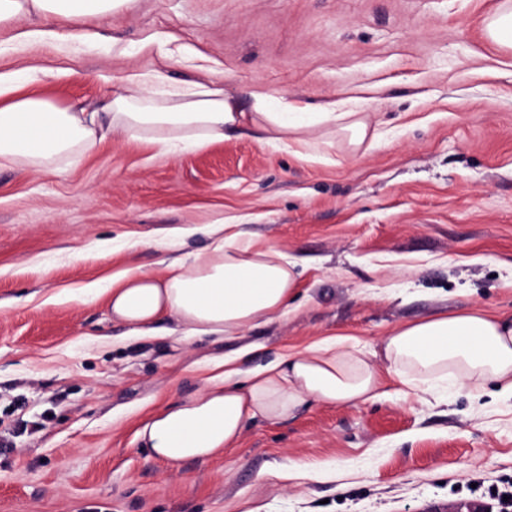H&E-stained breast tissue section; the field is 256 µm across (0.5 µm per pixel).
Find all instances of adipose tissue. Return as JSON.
Returning <instances> with one entry per match:
<instances>
[{
    "instance_id": "adipose-tissue-1",
    "label": "adipose tissue",
    "mask_w": 512,
    "mask_h": 512,
    "mask_svg": "<svg viewBox=\"0 0 512 512\" xmlns=\"http://www.w3.org/2000/svg\"><path fill=\"white\" fill-rule=\"evenodd\" d=\"M119 2L0 0V23L31 11L63 21L98 17ZM36 81L30 68L0 73V163L47 164L98 143V113L57 107L29 92ZM108 111L112 127L127 138L174 150L203 148L240 127L263 132L269 143L306 145L314 132L340 131L357 147L368 136L359 113L332 104L306 112L258 91L247 106L226 93L221 81L175 85L155 70L122 78ZM211 234L207 250L174 260L164 273L119 271L90 285L86 300H104L113 319L145 337L159 335L165 318L193 336H231L286 315L298 283L295 262L276 248L260 249L216 228ZM246 360L243 352L225 359L223 373L204 390L143 427L141 436L155 457L176 465L225 454L237 447L249 421L279 422L313 403H365L379 397L388 375L414 392L443 384L480 391L492 384L512 398V319L475 309L398 326L371 355L356 337L338 334L278 354L262 367H246Z\"/></svg>"
}]
</instances>
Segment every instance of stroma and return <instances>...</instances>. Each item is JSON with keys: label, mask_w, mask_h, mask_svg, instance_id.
Here are the masks:
<instances>
[{"label": "stroma", "mask_w": 512, "mask_h": 512, "mask_svg": "<svg viewBox=\"0 0 512 512\" xmlns=\"http://www.w3.org/2000/svg\"><path fill=\"white\" fill-rule=\"evenodd\" d=\"M501 0H129L64 23L0 25V73L36 66L41 96L102 111L121 77L164 68L303 105L364 113L375 142L266 143L244 128L195 151L113 131L88 154L0 165V420L41 424L0 453V512H461L512 482V400L469 390L311 405L247 424L238 447L169 466L149 418L249 366L338 333L474 307L512 318V50ZM298 261L286 316L231 336L128 335L83 289L160 273L209 229ZM318 471L285 482L279 465ZM488 38L505 49H512V2L504 0L486 21Z\"/></svg>", "instance_id": "stroma-1"}]
</instances>
